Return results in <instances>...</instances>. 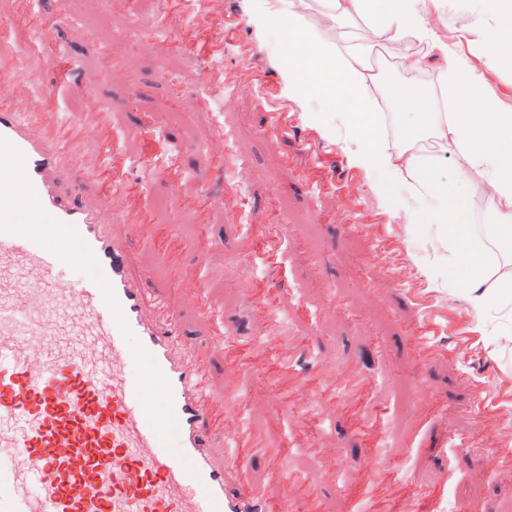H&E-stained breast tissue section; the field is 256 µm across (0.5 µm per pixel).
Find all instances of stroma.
Masks as SVG:
<instances>
[{"instance_id":"obj_1","label":"stroma","mask_w":512,"mask_h":512,"mask_svg":"<svg viewBox=\"0 0 512 512\" xmlns=\"http://www.w3.org/2000/svg\"><path fill=\"white\" fill-rule=\"evenodd\" d=\"M50 21L44 41L21 28L18 0H0V98L28 121L57 110L88 132L76 157L72 189L110 212L119 234L137 210L154 207L159 225L183 238L180 279L201 282L212 314L200 320L174 288L167 299L200 349L213 348V391L232 384L241 397L224 403L229 427L247 425L271 440L273 457L252 459L245 480L269 502L288 488L272 475L280 465L307 483L323 512H357L363 488L391 477L426 488L416 512H512V465L500 432L474 440L489 394L493 420L512 426V340L482 336L462 277L448 266L443 232L426 217L427 199L406 184L386 187L378 167L360 168L339 113L320 99L288 97L275 57L287 18L258 38L253 0H184L168 27L147 30L157 0H28ZM425 27L468 61L484 82L470 98L446 100L448 62L422 60L423 98L402 100L400 81L378 98L391 147L427 136V112L479 111L487 90L512 105V68L498 64L489 40L502 20L484 0H441L421 7ZM309 25L336 43L369 44L372 57L396 54L359 19L330 27L318 6ZM123 60L107 65L110 51ZM109 107L116 153L139 179L138 195L105 197L96 188V111ZM437 179L463 188L464 223H499L484 168L455 153L435 165ZM208 192L217 203L205 223L178 208ZM241 254L230 265L229 254ZM264 292L286 327L301 375L328 378L357 367L368 384L356 416L314 394L282 407L266 380L270 357L259 349L271 332L254 298ZM430 325L429 351L412 333ZM241 349V366L224 368L220 340Z\"/></svg>"}]
</instances>
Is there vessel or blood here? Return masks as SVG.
<instances>
[{"instance_id":"vessel-or-blood-1","label":"vessel or blood","mask_w":512,"mask_h":512,"mask_svg":"<svg viewBox=\"0 0 512 512\" xmlns=\"http://www.w3.org/2000/svg\"><path fill=\"white\" fill-rule=\"evenodd\" d=\"M76 126L0 101V512H288L216 456L211 353L133 276L129 241L74 195ZM105 189L125 165L103 158ZM87 272L63 282L71 257Z\"/></svg>"}]
</instances>
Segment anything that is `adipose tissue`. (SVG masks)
<instances>
[{
  "mask_svg": "<svg viewBox=\"0 0 512 512\" xmlns=\"http://www.w3.org/2000/svg\"><path fill=\"white\" fill-rule=\"evenodd\" d=\"M328 21L339 23L360 17L389 41L412 38L426 44L432 39L420 17L419 0H321ZM307 0H259L255 14L258 28H266L276 16L288 17L289 50L278 56L282 77L290 95L313 96L342 110L359 142L353 156L356 164L380 166L388 180L412 179L419 196L435 201L433 212L440 224H447L448 213L460 210L466 197L447 194L432 178L435 164L448 151H456L471 166L485 165L493 171L492 196L503 220L501 230L512 235V150L487 155L479 152L473 133L489 137L512 136V108L502 107L496 96H487L481 111L446 112L434 121L435 131L429 155L415 152L412 144L390 149L375 110L373 90L377 78L364 49H340L324 38L321 31L305 20ZM448 250L454 266L463 270V282L473 309L493 314L494 326L480 324L481 335L499 334L501 326L512 323V309L505 298L512 294V268L505 269L482 260L473 249L470 237L448 236Z\"/></svg>",
  "mask_w": 512,
  "mask_h": 512,
  "instance_id": "adipose-tissue-1",
  "label": "adipose tissue"
}]
</instances>
